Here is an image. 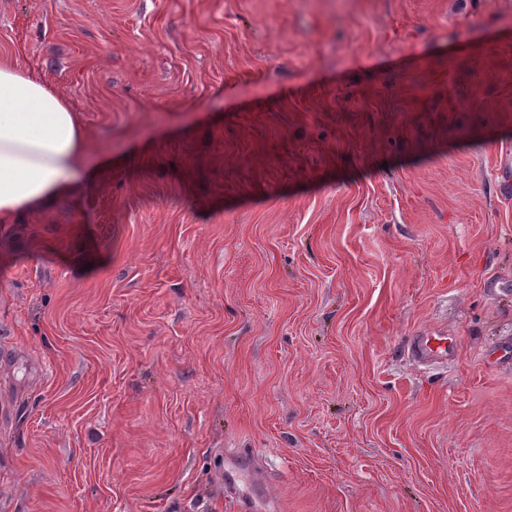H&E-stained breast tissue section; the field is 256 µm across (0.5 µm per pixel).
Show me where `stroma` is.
Here are the masks:
<instances>
[{
  "label": "stroma",
  "mask_w": 512,
  "mask_h": 512,
  "mask_svg": "<svg viewBox=\"0 0 512 512\" xmlns=\"http://www.w3.org/2000/svg\"><path fill=\"white\" fill-rule=\"evenodd\" d=\"M1 48L108 164L0 226V512H512V0H0ZM414 348L416 353L423 357L437 354L447 357L454 350L452 342L448 343V337L445 336H417Z\"/></svg>",
  "instance_id": "1"
}]
</instances>
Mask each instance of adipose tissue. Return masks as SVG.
Here are the masks:
<instances>
[{
    "mask_svg": "<svg viewBox=\"0 0 512 512\" xmlns=\"http://www.w3.org/2000/svg\"><path fill=\"white\" fill-rule=\"evenodd\" d=\"M101 166L68 96L0 51V224L70 196Z\"/></svg>",
    "mask_w": 512,
    "mask_h": 512,
    "instance_id": "adipose-tissue-1",
    "label": "adipose tissue"
}]
</instances>
